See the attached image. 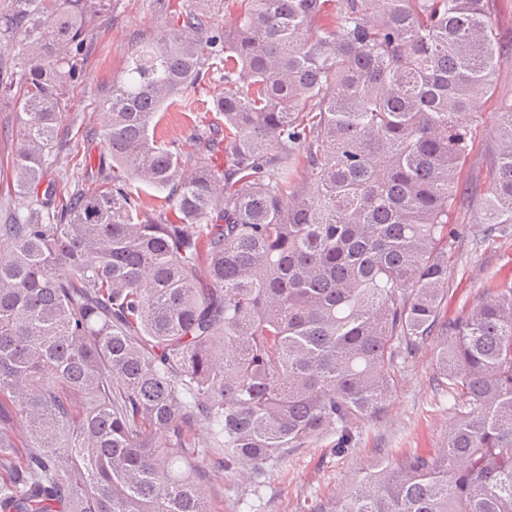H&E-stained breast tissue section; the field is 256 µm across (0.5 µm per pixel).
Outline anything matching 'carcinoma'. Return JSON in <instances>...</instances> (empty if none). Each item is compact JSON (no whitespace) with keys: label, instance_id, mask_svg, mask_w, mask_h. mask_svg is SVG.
Masks as SVG:
<instances>
[{"label":"carcinoma","instance_id":"1","mask_svg":"<svg viewBox=\"0 0 512 512\" xmlns=\"http://www.w3.org/2000/svg\"><path fill=\"white\" fill-rule=\"evenodd\" d=\"M107 2L0 12L24 35L20 83L0 82L19 124L0 512H210L217 474L257 485L328 433L348 454L434 338L444 448L314 512H512V280L445 312L460 118L506 55L493 0H189L131 52L85 179L61 185V115ZM214 74L224 95H188ZM170 108L187 137L155 136ZM494 129L485 238L512 234V104Z\"/></svg>","mask_w":512,"mask_h":512}]
</instances>
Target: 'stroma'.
I'll return each mask as SVG.
<instances>
[{"mask_svg":"<svg viewBox=\"0 0 512 512\" xmlns=\"http://www.w3.org/2000/svg\"><path fill=\"white\" fill-rule=\"evenodd\" d=\"M183 3L111 0L106 15L91 23L81 81L70 89L72 107L61 121V129L71 141H81L83 128L99 121V105L113 80L120 77L134 45L163 40L172 8ZM495 82V94L474 95V116L467 121L473 148L465 160L462 179L479 194L488 187L487 172L496 146L493 114L502 103H512V57L501 62ZM17 130L14 112L0 111V222L18 202L11 167ZM484 218L479 199L460 202L450 214V223L459 226L464 235L448 264L449 317L467 312L484 289L506 278L512 280V236L478 240L474 232ZM433 357L434 347L429 344L405 362L386 415L366 424L359 444L347 456L333 454L336 437L328 434L311 447L289 454L286 463L272 467L259 492H250L239 479L215 477L205 486L211 512H313L316 502L336 497L358 478L397 463L405 454L442 448L454 411L447 396L433 385Z\"/></svg>","mask_w":512,"mask_h":512,"instance_id":"obj_1","label":"stroma"}]
</instances>
